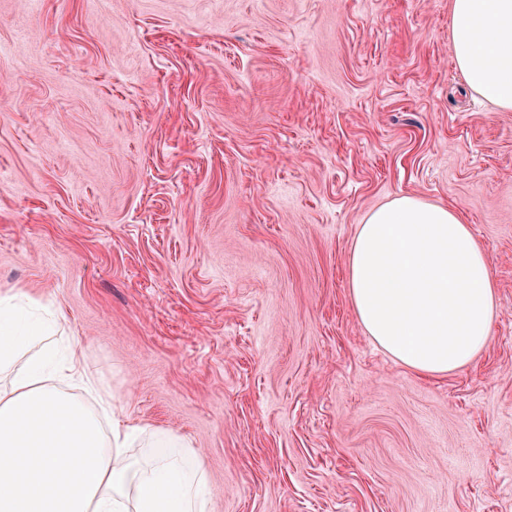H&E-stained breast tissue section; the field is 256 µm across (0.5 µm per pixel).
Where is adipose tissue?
<instances>
[{
  "mask_svg": "<svg viewBox=\"0 0 512 512\" xmlns=\"http://www.w3.org/2000/svg\"><path fill=\"white\" fill-rule=\"evenodd\" d=\"M451 40L470 87L512 111V0H452ZM348 269L360 324L409 369L447 374L485 348L497 285L457 210L410 195L372 210ZM67 323L61 307L0 292V512H207L190 441L116 416Z\"/></svg>",
  "mask_w": 512,
  "mask_h": 512,
  "instance_id": "obj_1",
  "label": "adipose tissue"
}]
</instances>
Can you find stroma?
Masks as SVG:
<instances>
[{"mask_svg": "<svg viewBox=\"0 0 512 512\" xmlns=\"http://www.w3.org/2000/svg\"><path fill=\"white\" fill-rule=\"evenodd\" d=\"M449 0H0V290L61 306L208 512H512V112ZM456 208L497 284L417 375L349 295L357 227Z\"/></svg>", "mask_w": 512, "mask_h": 512, "instance_id": "obj_1", "label": "stroma"}]
</instances>
